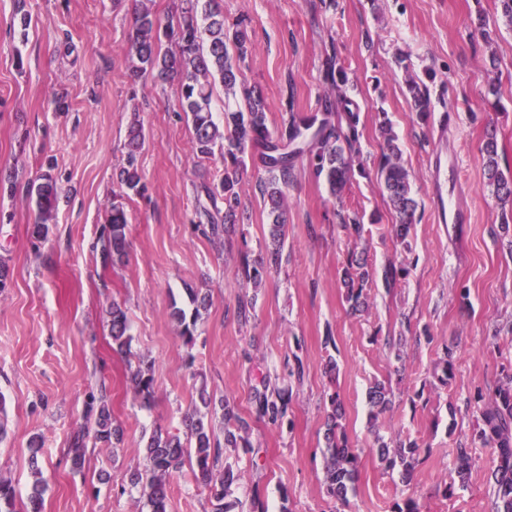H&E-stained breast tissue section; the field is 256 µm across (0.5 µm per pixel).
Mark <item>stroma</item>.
<instances>
[{
  "instance_id": "stroma-1",
  "label": "stroma",
  "mask_w": 512,
  "mask_h": 512,
  "mask_svg": "<svg viewBox=\"0 0 512 512\" xmlns=\"http://www.w3.org/2000/svg\"><path fill=\"white\" fill-rule=\"evenodd\" d=\"M226 23L249 22L250 48L239 67L246 86L262 92L270 130L287 109L314 112L327 89L323 61L336 54L360 112L365 173L341 200L330 196L307 157H298L288 189L286 241L280 265L260 288H241L242 256L256 260L269 245L267 207L257 184L264 172L247 159L235 234L194 230L212 210L205 185L219 180L220 158L198 159L193 129L179 106L177 83L132 77L129 32L136 0H0V257L9 266L0 292V474L26 500L35 477L32 445L46 491L43 512H142L130 487L145 466L152 432L184 431L199 388L230 401L251 426L246 448H227L224 464L244 472L234 512H391L402 494L420 512H491L496 486L487 449L471 451L469 482L457 486L455 453L480 424L467 404L476 388H495L512 374V228L484 174L480 148L497 133L502 167L512 170V30L484 42L478 16L497 15V0H218ZM28 12L29 27L20 24ZM404 65H397V57ZM429 88L435 112L459 121L439 139L435 120L411 108L407 74ZM496 106H488L489 85ZM66 93L68 111L53 99ZM388 115L419 203L406 244L393 239L394 217L375 176ZM143 127L139 169L144 194L125 199L128 260L103 265L96 248L125 162L132 120ZM456 148L471 221L456 233L438 223L430 167ZM51 172L59 204L47 239L32 235L36 213L28 181ZM363 218L361 240L348 238L339 214ZM369 264L406 265L397 288L369 285L363 313L346 311L340 282L353 248ZM209 299L192 342L170 317L187 306V287ZM256 304L248 316L240 298ZM126 309L129 355L112 350L108 311ZM334 345H325L326 336ZM456 351L454 375L433 370L445 347ZM337 370L327 373L328 359ZM301 360L305 373L289 375ZM151 366L155 402L143 408L127 382L130 366ZM385 381L393 403L371 421L367 388ZM291 400L292 426L257 418L252 396L262 387ZM105 391L124 427L119 448H89L81 470L66 457L70 436L85 424L90 392ZM339 393L349 444L361 454L356 490L347 502L326 493L328 397ZM414 440L430 451L410 476L383 469L376 437ZM454 485L453 495L443 489ZM170 512H213L207 489L176 476Z\"/></svg>"
}]
</instances>
